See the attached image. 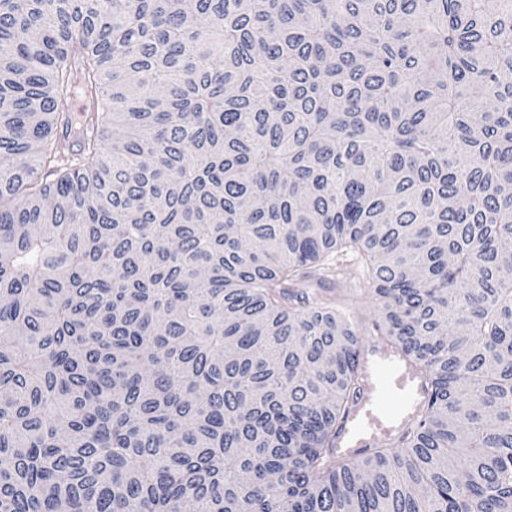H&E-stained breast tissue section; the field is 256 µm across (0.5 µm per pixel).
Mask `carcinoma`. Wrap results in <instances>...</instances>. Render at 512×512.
<instances>
[{
	"label": "carcinoma",
	"mask_w": 512,
	"mask_h": 512,
	"mask_svg": "<svg viewBox=\"0 0 512 512\" xmlns=\"http://www.w3.org/2000/svg\"><path fill=\"white\" fill-rule=\"evenodd\" d=\"M339 251L432 388L354 463ZM509 252L512 0H0V512H512Z\"/></svg>",
	"instance_id": "cac0c4a2"
}]
</instances>
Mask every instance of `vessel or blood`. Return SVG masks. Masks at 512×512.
<instances>
[{"mask_svg":"<svg viewBox=\"0 0 512 512\" xmlns=\"http://www.w3.org/2000/svg\"><path fill=\"white\" fill-rule=\"evenodd\" d=\"M357 368L358 390L333 443L334 456L344 462L395 441L430 400L428 377L401 350L378 337L360 343Z\"/></svg>","mask_w":512,"mask_h":512,"instance_id":"1","label":"vessel or blood"}]
</instances>
